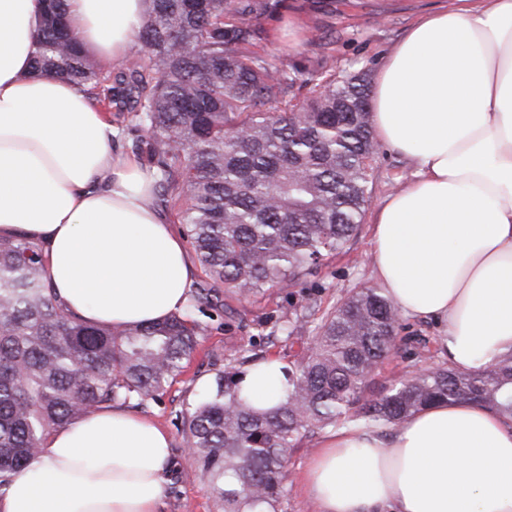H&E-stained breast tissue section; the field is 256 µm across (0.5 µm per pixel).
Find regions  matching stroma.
<instances>
[{
  "mask_svg": "<svg viewBox=\"0 0 512 512\" xmlns=\"http://www.w3.org/2000/svg\"><path fill=\"white\" fill-rule=\"evenodd\" d=\"M427 4L428 0H283L278 12L254 14L252 22L264 34L259 51L272 58L309 64L317 56L319 42L324 40L334 59L337 77L362 74L370 78ZM372 166L365 220L342 252L327 259L317 275L303 278L289 288L264 289L247 300L223 292L227 310L212 319L205 312L192 311L193 319L208 322V331L200 336L185 373L162 401L142 410L172 440L167 490L159 512H219L209 484L192 476L196 462L185 445L180 412L191 407L216 373L225 369L230 350L259 340L265 358L293 366L297 352L302 344L311 342L313 332L307 327L298 335L285 337L282 327L292 313L302 312L313 302L325 311L338 306L352 290L375 287L369 264V217L387 194L409 178L411 167L405 157L383 148L377 149ZM420 341L426 343L432 355H439L438 329L433 323L402 321L398 334L401 350L375 369L373 388L399 381L408 365L404 350ZM319 442V436L307 437L289 452L282 512H316L302 481Z\"/></svg>",
  "mask_w": 512,
  "mask_h": 512,
  "instance_id": "stroma-1",
  "label": "stroma"
}]
</instances>
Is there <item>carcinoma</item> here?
Wrapping results in <instances>:
<instances>
[{"label":"carcinoma","mask_w":512,"mask_h":512,"mask_svg":"<svg viewBox=\"0 0 512 512\" xmlns=\"http://www.w3.org/2000/svg\"><path fill=\"white\" fill-rule=\"evenodd\" d=\"M279 5L147 0L137 49L108 69L72 42L65 0H48L38 39L35 68L74 81L134 135L155 179L153 204L176 212L196 254L197 301L217 313L222 286L247 299L316 274L356 234L369 201L370 84L333 79L328 95L317 78L328 53L305 71L254 51L252 15ZM400 320L381 289L351 292L317 319L288 371L287 399L268 410L242 398L232 366L263 362L261 345L229 353L231 366L182 415L194 477L222 512H279L288 451L326 429L391 428L439 402L512 417V352L473 372L415 369L367 394L378 363L398 350ZM206 330L183 315L122 329L76 323L43 279L42 248L0 236V492L53 429L105 405L160 399Z\"/></svg>","instance_id":"cac0c4a2"}]
</instances>
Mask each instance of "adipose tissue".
Instances as JSON below:
<instances>
[{"label":"adipose tissue","instance_id":"1","mask_svg":"<svg viewBox=\"0 0 512 512\" xmlns=\"http://www.w3.org/2000/svg\"><path fill=\"white\" fill-rule=\"evenodd\" d=\"M145 0H68L91 57L131 52ZM44 0H0V236L40 245L45 277L76 320L116 329L184 313L193 265L152 203L154 178L116 154L117 131L70 81L32 59ZM372 127L415 171L371 220L373 277L401 317L431 321L450 366L512 350V0H450L415 19L378 68ZM241 391L266 409L283 364ZM15 473L0 512H158L171 455L152 419L104 407L52 430ZM319 512H512V418L466 402L390 433L341 428L312 455Z\"/></svg>","mask_w":512,"mask_h":512}]
</instances>
